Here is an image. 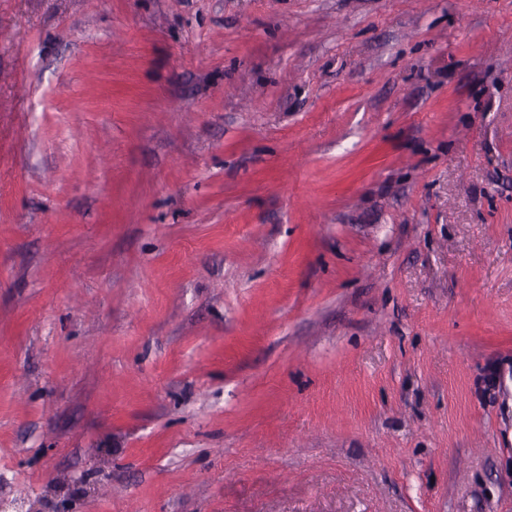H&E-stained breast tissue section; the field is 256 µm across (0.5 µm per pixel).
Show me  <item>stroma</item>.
<instances>
[{
	"label": "stroma",
	"instance_id": "1",
	"mask_svg": "<svg viewBox=\"0 0 512 512\" xmlns=\"http://www.w3.org/2000/svg\"><path fill=\"white\" fill-rule=\"evenodd\" d=\"M0 512H512V0H0Z\"/></svg>",
	"mask_w": 512,
	"mask_h": 512
}]
</instances>
